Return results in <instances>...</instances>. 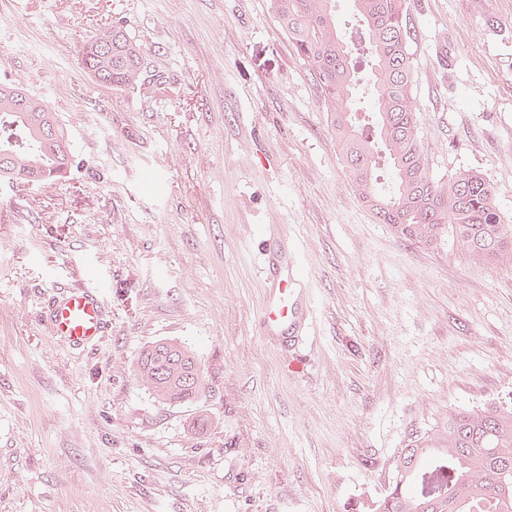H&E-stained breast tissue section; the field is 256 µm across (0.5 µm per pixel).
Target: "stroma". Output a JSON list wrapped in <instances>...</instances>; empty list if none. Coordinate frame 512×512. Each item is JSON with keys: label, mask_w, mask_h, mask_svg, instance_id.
I'll list each match as a JSON object with an SVG mask.
<instances>
[{"label": "stroma", "mask_w": 512, "mask_h": 512, "mask_svg": "<svg viewBox=\"0 0 512 512\" xmlns=\"http://www.w3.org/2000/svg\"><path fill=\"white\" fill-rule=\"evenodd\" d=\"M408 14L430 174L479 172L512 225V0ZM113 22L150 85L81 68ZM0 82L46 98L84 162L60 185L0 181V512H369L412 433L512 405V270L375 218L268 0H0ZM265 229L310 291L296 347L260 334ZM78 286L108 311L86 349L44 317ZM164 338L199 356L193 403L136 376Z\"/></svg>", "instance_id": "35a3bbf8"}]
</instances>
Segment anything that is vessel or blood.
<instances>
[{"label": "vessel or blood", "mask_w": 512, "mask_h": 512, "mask_svg": "<svg viewBox=\"0 0 512 512\" xmlns=\"http://www.w3.org/2000/svg\"><path fill=\"white\" fill-rule=\"evenodd\" d=\"M302 280L295 267L284 266L262 306L266 333L292 336L303 321ZM107 309L98 291L70 288L48 306L46 321L54 336L74 347L97 345L107 325Z\"/></svg>", "instance_id": "b4317fda"}]
</instances>
